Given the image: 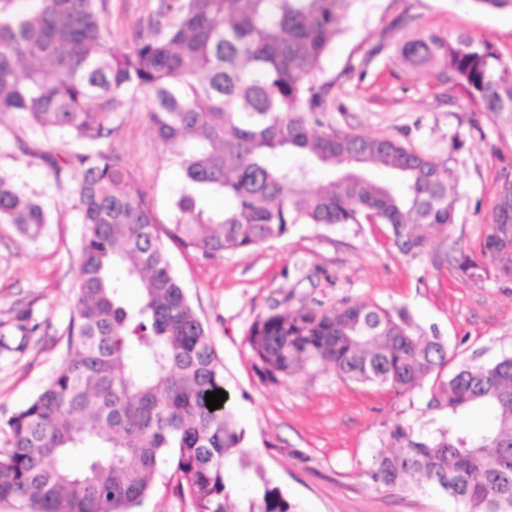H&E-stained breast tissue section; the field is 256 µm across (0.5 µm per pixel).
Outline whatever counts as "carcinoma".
<instances>
[{
	"label": "carcinoma",
	"mask_w": 512,
	"mask_h": 512,
	"mask_svg": "<svg viewBox=\"0 0 512 512\" xmlns=\"http://www.w3.org/2000/svg\"><path fill=\"white\" fill-rule=\"evenodd\" d=\"M107 0H0V114L18 112L92 148L40 158L82 179L75 315L65 360L7 422L0 448V503L24 512H134L172 469L194 512H296L282 488L255 471L241 498L224 475L244 439L232 411L205 396L224 388L222 365L174 273L152 203L135 173L100 145L130 93L143 92L157 140L171 149L183 186L169 235L206 258L288 235L298 224H385L413 260L466 282L512 278V179L497 187L479 253L430 250L455 223V168L390 136L336 129L321 60L359 0H156L132 44L106 34ZM412 66L480 102L512 128V63L483 40L415 34L402 46ZM300 157L278 167V153ZM374 168L398 175L380 183ZM327 177L318 181L316 173ZM224 196V209L205 200ZM48 215L0 175V224L30 239ZM140 285V300L122 296ZM261 381L277 385L330 365L357 384L411 394L434 378L428 406L442 412L416 428L394 422L367 471L378 488L413 484L464 512H512V356L446 374L448 345L404 307L344 299L274 308L246 337ZM474 416L478 424L464 419ZM89 443L97 456L68 461Z\"/></svg>",
	"instance_id": "1"
}]
</instances>
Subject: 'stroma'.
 I'll return each instance as SVG.
<instances>
[{"label": "stroma", "instance_id": "stroma-1", "mask_svg": "<svg viewBox=\"0 0 512 512\" xmlns=\"http://www.w3.org/2000/svg\"><path fill=\"white\" fill-rule=\"evenodd\" d=\"M155 0H107V34L123 44ZM417 32L485 40L512 61V10L473 0H360L322 59L320 79L332 81L337 128L387 135L434 161L457 154L456 219L446 246L478 252L488 231L503 175H512V131L494 125L479 103L439 81L432 67L403 63V42ZM145 94L129 97L115 122L112 151L136 171L158 219L169 224L182 188L171 153L159 145ZM59 135L20 115L0 114V174L36 194L49 214L35 240L0 224V334L17 344V308L30 306L38 330L23 352H0V426L34 398L63 364L75 310L82 226L75 208L80 177L53 178L40 160L58 151ZM185 293L207 327L224 366L228 403L244 431L242 447L301 512H456L436 493L376 488L367 476L387 425H422L432 418L429 389L406 396L344 381L330 367L301 372L277 385L260 381L246 336L252 323L286 298L342 299L405 307L448 343V366L512 355V279L465 282L454 271L400 253L381 224H299L285 237L206 259L163 238ZM135 512H193L170 469Z\"/></svg>", "mask_w": 512, "mask_h": 512}]
</instances>
